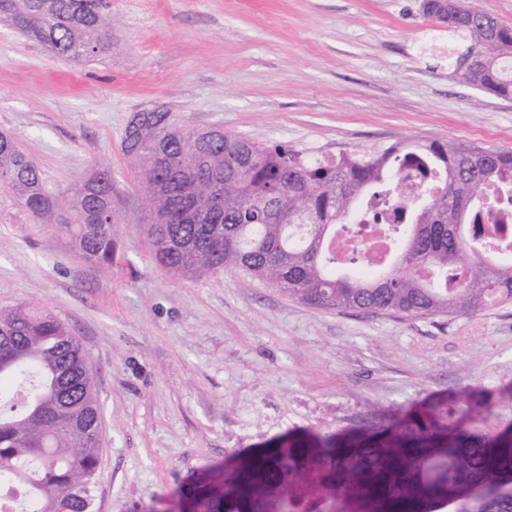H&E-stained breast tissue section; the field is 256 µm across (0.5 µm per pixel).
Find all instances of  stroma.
I'll list each match as a JSON object with an SVG mask.
<instances>
[{
	"label": "stroma",
	"instance_id": "obj_1",
	"mask_svg": "<svg viewBox=\"0 0 512 512\" xmlns=\"http://www.w3.org/2000/svg\"><path fill=\"white\" fill-rule=\"evenodd\" d=\"M111 55L57 57L0 21V130L62 195L100 168L125 217L105 272L0 192V304L32 303L80 340L101 406L95 512H185L178 487L291 434L329 435L475 389L512 423V304L402 319L324 310L227 272L179 281L143 242L120 150L164 104L305 155L430 138L512 151V99L459 82L465 44L422 0H107Z\"/></svg>",
	"mask_w": 512,
	"mask_h": 512
}]
</instances>
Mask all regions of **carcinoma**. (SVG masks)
Listing matches in <instances>:
<instances>
[{"label": "carcinoma", "mask_w": 512, "mask_h": 512, "mask_svg": "<svg viewBox=\"0 0 512 512\" xmlns=\"http://www.w3.org/2000/svg\"><path fill=\"white\" fill-rule=\"evenodd\" d=\"M428 17L469 43L459 81L512 98V28L464 4ZM0 20L74 62L112 49L105 0H0ZM121 150L145 188L147 246L176 279L230 271L317 308L410 318L512 301V263L487 259L462 217L467 206L482 209L488 184L512 180L511 151L435 138L312 160L286 144L190 128L161 105L144 120L132 114ZM433 167L444 175L434 193L424 185ZM0 191L33 223L51 217L67 252L112 270L121 217L108 170L58 198L1 132ZM366 196L409 220L388 267L372 270L359 253L341 274L326 240L352 229ZM491 413L462 391L380 434L265 448L238 470L197 477L184 497L192 512H268L272 501L277 512H430L436 499L455 512H512V426L462 428ZM99 419L94 372L69 327L44 308L0 305V503L19 490L31 512H93Z\"/></svg>", "instance_id": "1"}]
</instances>
